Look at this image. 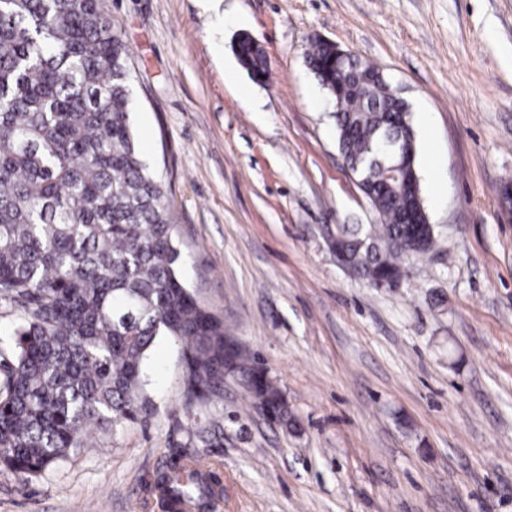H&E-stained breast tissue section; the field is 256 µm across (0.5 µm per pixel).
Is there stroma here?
I'll return each instance as SVG.
<instances>
[{
    "mask_svg": "<svg viewBox=\"0 0 512 512\" xmlns=\"http://www.w3.org/2000/svg\"><path fill=\"white\" fill-rule=\"evenodd\" d=\"M129 53L134 136L168 184L180 273L288 403L241 381L187 405L181 345L147 364L151 415L41 475L0 472V512H166L191 454L215 512H512V0H103ZM249 34L266 82L234 52ZM324 38L410 106L436 252L398 288L337 259L376 214L307 63Z\"/></svg>",
    "mask_w": 512,
    "mask_h": 512,
    "instance_id": "obj_1",
    "label": "stroma"
}]
</instances>
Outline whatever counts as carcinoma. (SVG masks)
Returning <instances> with one entry per match:
<instances>
[{"label": "carcinoma", "instance_id": "1", "mask_svg": "<svg viewBox=\"0 0 512 512\" xmlns=\"http://www.w3.org/2000/svg\"><path fill=\"white\" fill-rule=\"evenodd\" d=\"M235 55L257 82L259 45ZM308 66L330 97L339 152L379 217L338 224L348 268L371 288H397L433 251L420 193L377 152L388 135L412 157L410 112L376 68L312 45ZM128 51L100 0H0V300L20 309L0 354V468L27 479L84 446L93 431L135 423L151 406L145 361L159 336L181 344L187 396L219 394L224 323L202 307L178 269L167 187L141 161L133 134ZM255 406L288 419L267 372L234 370ZM157 485L171 503L211 509L213 489L186 465Z\"/></svg>", "mask_w": 512, "mask_h": 512}]
</instances>
